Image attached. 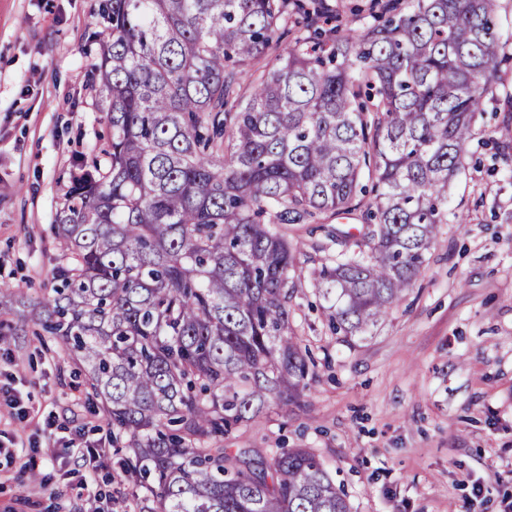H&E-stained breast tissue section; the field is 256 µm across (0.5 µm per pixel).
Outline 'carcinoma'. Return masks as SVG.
Segmentation results:
<instances>
[{
  "label": "carcinoma",
  "mask_w": 512,
  "mask_h": 512,
  "mask_svg": "<svg viewBox=\"0 0 512 512\" xmlns=\"http://www.w3.org/2000/svg\"><path fill=\"white\" fill-rule=\"evenodd\" d=\"M399 0L317 41L325 0H101L110 131L54 224L62 264L34 323L82 364L146 512H349L311 448H226L315 378L290 324L287 224L346 213L374 160V223L322 266L336 334L414 287L490 90L495 0ZM297 15L277 63L252 61Z\"/></svg>",
  "instance_id": "carcinoma-1"
}]
</instances>
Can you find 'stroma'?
<instances>
[{
  "label": "stroma",
  "instance_id": "35a3bbf8",
  "mask_svg": "<svg viewBox=\"0 0 512 512\" xmlns=\"http://www.w3.org/2000/svg\"><path fill=\"white\" fill-rule=\"evenodd\" d=\"M98 0H0V441L45 419L58 436L101 446L114 512H141L120 480V456L74 357L40 335L26 305L47 296L59 264L52 232L76 161L108 133L91 86ZM503 35L492 88L467 144L469 163L448 190L449 213L415 287L365 335L329 326L312 272L338 247L325 230L358 233L372 195L351 213L292 224L303 269L291 323L314 357L304 408L269 407L224 438L228 448H311L351 512H502L512 501V0H498ZM72 449L0 454V512H84Z\"/></svg>",
  "mask_w": 512,
  "mask_h": 512
}]
</instances>
